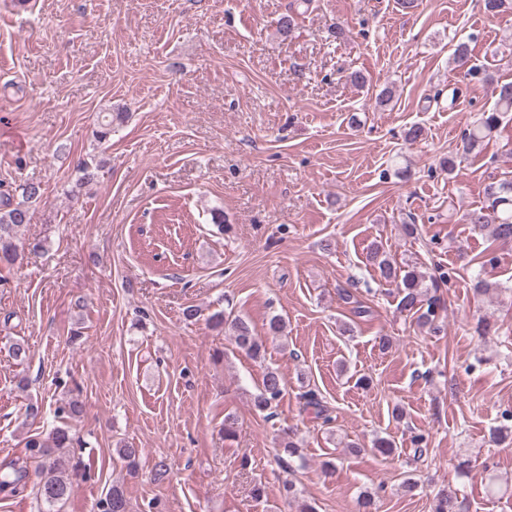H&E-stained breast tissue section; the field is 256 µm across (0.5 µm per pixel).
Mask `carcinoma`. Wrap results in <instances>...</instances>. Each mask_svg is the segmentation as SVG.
I'll list each match as a JSON object with an SVG mask.
<instances>
[{"label": "carcinoma", "instance_id": "1", "mask_svg": "<svg viewBox=\"0 0 512 512\" xmlns=\"http://www.w3.org/2000/svg\"><path fill=\"white\" fill-rule=\"evenodd\" d=\"M451 61L454 68L464 74V78H480L494 85L495 104L489 111H484L466 129L461 137V154L470 155L479 153L485 141L500 126L504 116L512 112V81L496 82L487 73L486 69L473 62L471 50L467 43L459 41L453 45ZM127 113L110 112L104 116L93 131L94 138L105 141L112 135V126L116 121H124ZM103 165L99 162L80 160L76 165L79 186L98 182L101 177ZM42 185L37 182H26L16 189L0 192V262L8 264L15 262L22 251L38 254L46 250L45 241L37 238L23 239L19 235L21 228L31 222L29 203L41 197ZM488 206L469 210L463 214V221L480 228H487L495 241L503 243L512 242V180H503L492 183L486 188ZM371 260L377 266L380 277L387 283L395 286L397 309L417 316L421 328L437 334L442 332L443 326L439 321L441 300L430 294V290L437 289L442 284L451 281L455 269L444 270L437 268L435 273L428 275L414 266L400 269L394 265L386 252L380 246L372 248ZM235 344L245 350L251 357H263L265 346L263 340L254 335L249 323L238 317L232 323ZM284 393V382L278 370L269 368L265 372L258 393L254 397V406L261 412L274 407ZM302 410L313 411L315 417L328 425L332 417L327 406L323 404L319 394L314 390H307L300 395ZM72 444L69 431L57 427L46 439L29 438L25 447L30 456L49 457ZM27 471L14 468L10 472L0 474V492H14L24 481ZM71 494V483L68 478L58 471V467L51 466L42 472L38 482L37 495L44 506L42 512H61ZM457 492L447 485L438 490L433 498V512H456ZM99 512H127V502L121 489L113 487L108 490L105 497L98 503Z\"/></svg>", "mask_w": 512, "mask_h": 512}]
</instances>
